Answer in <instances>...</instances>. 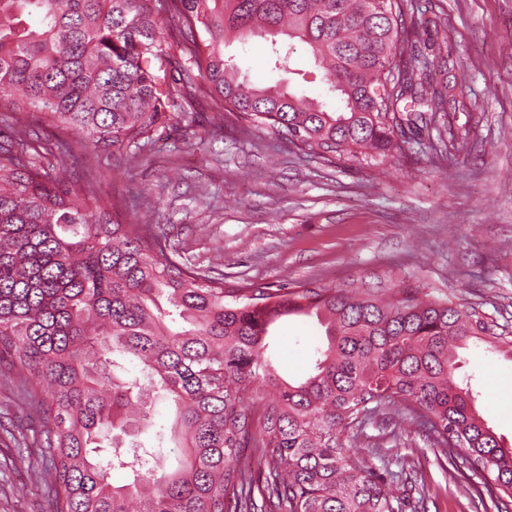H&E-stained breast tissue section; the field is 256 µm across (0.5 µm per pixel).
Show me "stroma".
Masks as SVG:
<instances>
[{
	"label": "stroma",
	"instance_id": "obj_1",
	"mask_svg": "<svg viewBox=\"0 0 512 512\" xmlns=\"http://www.w3.org/2000/svg\"><path fill=\"white\" fill-rule=\"evenodd\" d=\"M416 3L441 18L439 35L457 47L462 81L479 106L471 149L455 167L429 150L445 129L440 119L422 144L405 145L382 163L330 164L294 152L276 135L220 119L203 99L152 140L131 146L133 165L94 155L74 132L51 127L46 135L89 157L100 195L120 200L114 221L147 219L168 249L196 270L223 274L227 285L402 281L485 303L512 327V0ZM226 50L241 53L251 83L276 81L263 38L233 41ZM323 340L315 319L284 322L272 363L283 375L303 376L310 350ZM462 357L480 410L512 442V361L480 345ZM43 429L19 378L0 365V512H50L39 452L28 468L13 466L19 445ZM393 453L422 472L429 512H477L439 449L408 433Z\"/></svg>",
	"mask_w": 512,
	"mask_h": 512
}]
</instances>
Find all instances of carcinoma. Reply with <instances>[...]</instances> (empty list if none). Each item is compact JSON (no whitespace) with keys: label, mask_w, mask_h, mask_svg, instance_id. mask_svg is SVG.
I'll list each match as a JSON object with an SVG mask.
<instances>
[{"label":"carcinoma","mask_w":512,"mask_h":512,"mask_svg":"<svg viewBox=\"0 0 512 512\" xmlns=\"http://www.w3.org/2000/svg\"><path fill=\"white\" fill-rule=\"evenodd\" d=\"M175 20L160 33L159 12ZM411 0H0V94L15 112L121 155L198 96L248 130L326 162H379L448 116L452 160L476 110L438 17ZM270 38L267 66L293 68L295 43L326 85L319 100L278 80L256 86L227 41ZM38 129L0 134V358L32 386L52 512H403L388 449L352 446L369 425L411 429L512 512V447L459 380V350L512 357V332L483 304L391 283L228 288L165 252L153 225L112 222L115 201L63 166ZM94 202L96 212L88 209ZM320 313L326 343L304 379L280 377L270 328ZM143 366L118 373L116 356ZM175 406L180 467L119 445L155 427L150 394ZM377 459L375 465L371 459ZM130 473L112 483V470Z\"/></svg>","instance_id":"obj_1"}]
</instances>
